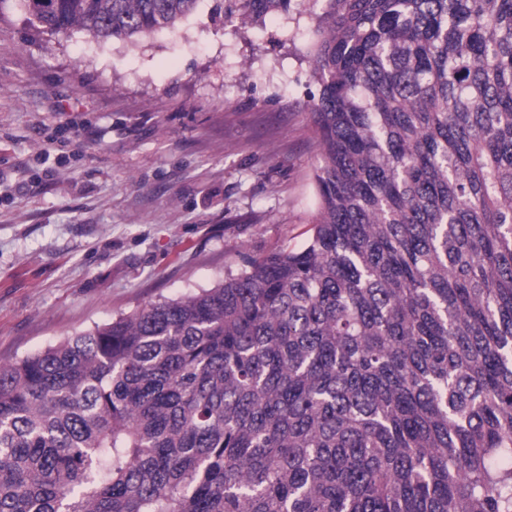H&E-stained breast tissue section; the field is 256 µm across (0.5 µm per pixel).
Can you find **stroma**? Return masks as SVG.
Instances as JSON below:
<instances>
[{"mask_svg":"<svg viewBox=\"0 0 512 512\" xmlns=\"http://www.w3.org/2000/svg\"><path fill=\"white\" fill-rule=\"evenodd\" d=\"M136 43L0 13V363L311 234L312 0Z\"/></svg>","mask_w":512,"mask_h":512,"instance_id":"stroma-1","label":"stroma"}]
</instances>
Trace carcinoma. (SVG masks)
I'll use <instances>...</instances> for the list:
<instances>
[{"label": "carcinoma", "mask_w": 512, "mask_h": 512, "mask_svg": "<svg viewBox=\"0 0 512 512\" xmlns=\"http://www.w3.org/2000/svg\"><path fill=\"white\" fill-rule=\"evenodd\" d=\"M9 1L99 41L198 5ZM313 5L308 241L1 364L0 512H512V0Z\"/></svg>", "instance_id": "1"}]
</instances>
